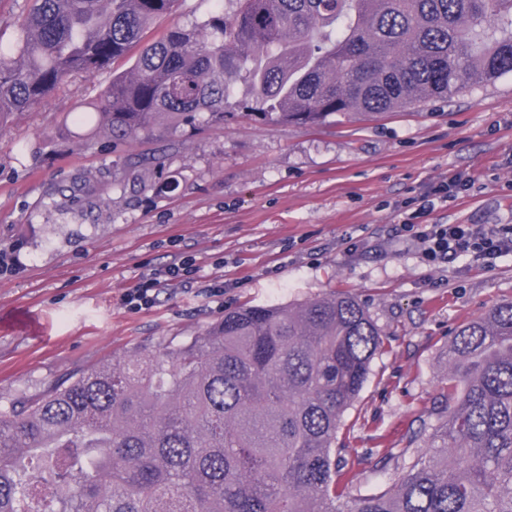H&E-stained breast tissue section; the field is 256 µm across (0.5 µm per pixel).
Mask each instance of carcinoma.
<instances>
[{
  "label": "carcinoma",
  "instance_id": "carcinoma-1",
  "mask_svg": "<svg viewBox=\"0 0 512 512\" xmlns=\"http://www.w3.org/2000/svg\"><path fill=\"white\" fill-rule=\"evenodd\" d=\"M176 0H30L0 41V120L139 48L89 108L135 145L224 120L248 76L264 120L315 126L512 73V0H238L144 42ZM382 347L348 295L244 306L204 333L78 371L0 409V512H512V302L448 343L456 404L384 491L342 509L336 436ZM73 481L53 507L29 464Z\"/></svg>",
  "mask_w": 512,
  "mask_h": 512
}]
</instances>
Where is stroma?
I'll use <instances>...</instances> for the list:
<instances>
[{"instance_id":"obj_1","label":"stroma","mask_w":512,"mask_h":512,"mask_svg":"<svg viewBox=\"0 0 512 512\" xmlns=\"http://www.w3.org/2000/svg\"><path fill=\"white\" fill-rule=\"evenodd\" d=\"M219 6L229 16L238 4L177 0L151 30L203 21ZM132 64L70 77L0 129V252L13 259L0 269V407L136 349L199 335L244 304L347 293L384 346L336 440L349 490L339 505L397 483L453 406L449 340L512 301V252L433 266L397 227L431 184L454 174L472 187L449 192L424 223L512 224V74L315 127L259 120L261 102L238 77L223 123L117 150L65 139L71 113ZM178 255L194 257L193 281L171 283L147 311L120 304ZM219 283L224 293L213 295Z\"/></svg>"}]
</instances>
